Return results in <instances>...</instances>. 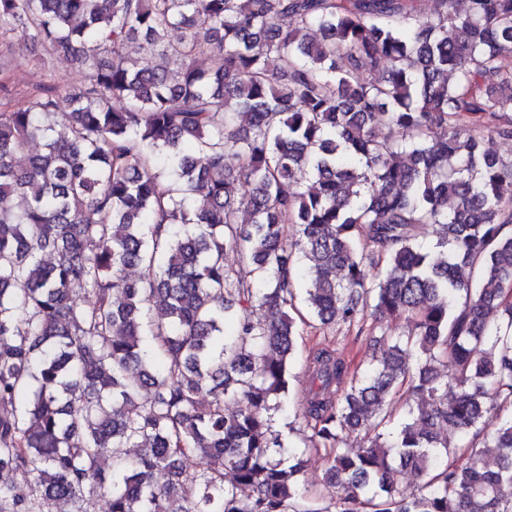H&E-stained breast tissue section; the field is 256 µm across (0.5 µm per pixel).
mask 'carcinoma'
<instances>
[{
  "instance_id": "1",
  "label": "carcinoma",
  "mask_w": 512,
  "mask_h": 512,
  "mask_svg": "<svg viewBox=\"0 0 512 512\" xmlns=\"http://www.w3.org/2000/svg\"><path fill=\"white\" fill-rule=\"evenodd\" d=\"M3 26L83 76L0 111V472L27 487L0 512H512V157L484 146L512 140V0H0ZM298 287L387 347L306 356L328 501L275 426Z\"/></svg>"
}]
</instances>
